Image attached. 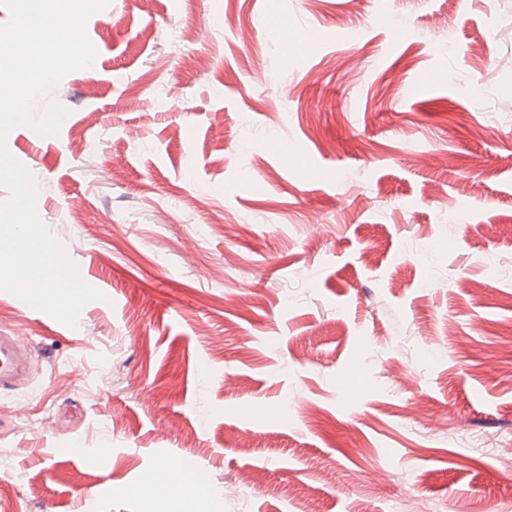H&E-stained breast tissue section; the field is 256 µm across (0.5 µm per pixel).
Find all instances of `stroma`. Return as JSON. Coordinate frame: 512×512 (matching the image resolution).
Wrapping results in <instances>:
<instances>
[{
    "label": "stroma",
    "instance_id": "1",
    "mask_svg": "<svg viewBox=\"0 0 512 512\" xmlns=\"http://www.w3.org/2000/svg\"><path fill=\"white\" fill-rule=\"evenodd\" d=\"M84 32L58 133L7 146L99 297L62 332L0 290L33 351L0 512H512V0H107Z\"/></svg>",
    "mask_w": 512,
    "mask_h": 512
}]
</instances>
